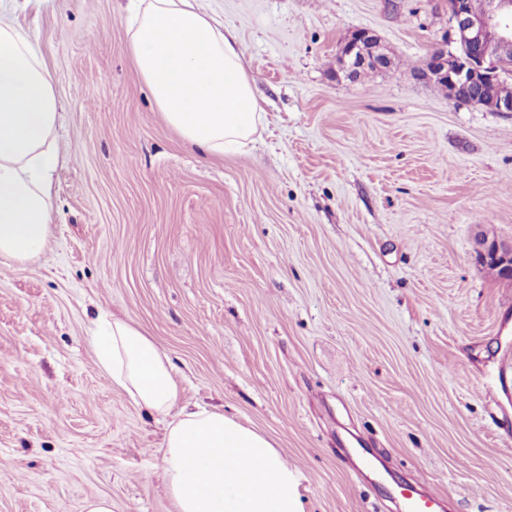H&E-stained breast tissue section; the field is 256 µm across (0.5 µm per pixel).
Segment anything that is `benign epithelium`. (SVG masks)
<instances>
[{"mask_svg": "<svg viewBox=\"0 0 512 512\" xmlns=\"http://www.w3.org/2000/svg\"><path fill=\"white\" fill-rule=\"evenodd\" d=\"M448 14L458 35L461 54L448 59V45L433 49L425 74L447 85L448 99L457 103H479L484 95H494L512 77V0H486L484 10L475 13L469 0H448ZM339 65L348 77L372 66L388 67V58L378 52L369 31L357 29L343 43ZM479 259L492 264L501 277L512 279V245L496 240L480 241Z\"/></svg>", "mask_w": 512, "mask_h": 512, "instance_id": "benign-epithelium-1", "label": "benign epithelium"}]
</instances>
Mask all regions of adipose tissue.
<instances>
[{
	"label": "adipose tissue",
	"instance_id": "1",
	"mask_svg": "<svg viewBox=\"0 0 512 512\" xmlns=\"http://www.w3.org/2000/svg\"><path fill=\"white\" fill-rule=\"evenodd\" d=\"M127 49L168 126L204 154L257 142L262 112L235 37L199 0H129ZM56 78L37 46L0 14V260L36 263L53 237V174L65 145ZM96 364L161 421L162 476L174 512H302L287 460L224 412L180 406L171 359L126 319L88 328Z\"/></svg>",
	"mask_w": 512,
	"mask_h": 512
}]
</instances>
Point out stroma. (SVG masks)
<instances>
[{
    "mask_svg": "<svg viewBox=\"0 0 512 512\" xmlns=\"http://www.w3.org/2000/svg\"><path fill=\"white\" fill-rule=\"evenodd\" d=\"M127 0H14L57 78L55 240L0 262V512H173L164 426L97 368L106 310L171 358L183 403L275 442L302 512H512V114L421 75L447 0H202L266 124L206 157L126 50ZM391 61L339 70L351 31ZM370 464L360 467V457ZM478 250L479 259L487 264L495 265L506 281L512 279V245L496 240L482 239Z\"/></svg>",
    "mask_w": 512,
    "mask_h": 512,
    "instance_id": "stroma-1",
    "label": "stroma"
}]
</instances>
